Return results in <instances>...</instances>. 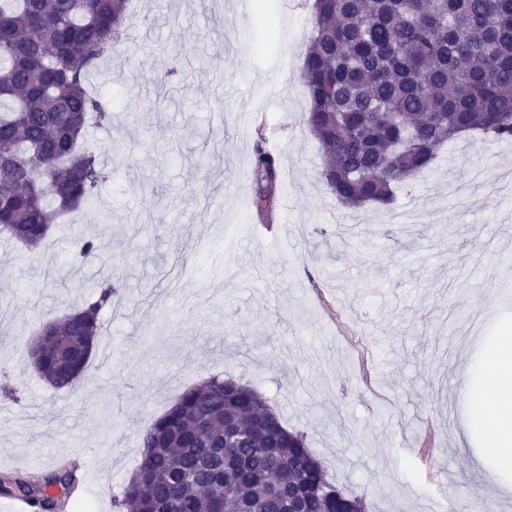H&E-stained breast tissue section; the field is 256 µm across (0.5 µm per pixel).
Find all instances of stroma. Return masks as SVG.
<instances>
[{"mask_svg": "<svg viewBox=\"0 0 512 512\" xmlns=\"http://www.w3.org/2000/svg\"><path fill=\"white\" fill-rule=\"evenodd\" d=\"M132 0L124 52L91 78L112 118L87 133L110 178L41 254L0 233V472L78 460L67 512H116L141 438L211 377L258 391L369 512H512L463 432L460 377L512 332V142L446 144L387 206L341 207L304 125L303 0ZM278 149L255 206L257 126ZM481 168L483 181L471 180ZM295 233H282V223ZM104 243L76 254L78 234ZM120 279L82 379L28 356L39 326Z\"/></svg>", "mask_w": 512, "mask_h": 512, "instance_id": "35a3bbf8", "label": "stroma"}]
</instances>
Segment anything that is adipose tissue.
<instances>
[{"label":"adipose tissue","instance_id":"obj_1","mask_svg":"<svg viewBox=\"0 0 512 512\" xmlns=\"http://www.w3.org/2000/svg\"><path fill=\"white\" fill-rule=\"evenodd\" d=\"M479 380L464 379L458 391L467 406L468 431L484 434L486 454L500 485L512 481V336L486 347Z\"/></svg>","mask_w":512,"mask_h":512}]
</instances>
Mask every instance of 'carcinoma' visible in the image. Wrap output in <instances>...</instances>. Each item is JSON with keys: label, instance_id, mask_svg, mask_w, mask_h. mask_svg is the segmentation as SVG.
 I'll return each mask as SVG.
<instances>
[{"label": "carcinoma", "instance_id": "cac0c4a2", "mask_svg": "<svg viewBox=\"0 0 512 512\" xmlns=\"http://www.w3.org/2000/svg\"><path fill=\"white\" fill-rule=\"evenodd\" d=\"M131 0H0V233L40 247L51 225L79 214L106 181L85 142L91 120L110 119L90 75L122 47ZM302 77L303 120L319 142L321 179L343 206L393 201L396 190L433 169L444 144L465 132L512 140V0H314ZM256 206L270 213L278 176L256 129ZM101 248L82 235L78 255ZM105 282L29 355L58 390L86 371L104 333L102 309L119 297ZM212 378L186 389L144 433L135 474L118 505L137 512H266L270 483L298 494L302 512H367L365 497L329 481L306 436L290 431L253 389ZM235 460L222 481L211 470ZM64 465L41 483L0 476V496L32 512L66 506L47 488L79 483Z\"/></svg>", "mask_w": 512, "mask_h": 512}]
</instances>
